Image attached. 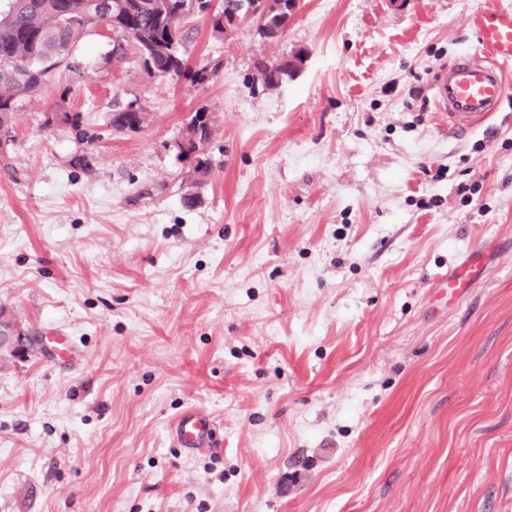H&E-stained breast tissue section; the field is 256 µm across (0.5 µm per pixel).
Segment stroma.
<instances>
[{"instance_id": "stroma-1", "label": "stroma", "mask_w": 512, "mask_h": 512, "mask_svg": "<svg viewBox=\"0 0 512 512\" xmlns=\"http://www.w3.org/2000/svg\"><path fill=\"white\" fill-rule=\"evenodd\" d=\"M491 6L512 0H298L275 44L197 18L203 85L113 63L103 24L18 100L0 512H512V97L459 138L432 89ZM282 55L291 78L252 82ZM132 100L149 127L112 132ZM59 103L79 127L48 124ZM201 105L196 182L165 145ZM190 411L214 446H179Z\"/></svg>"}]
</instances>
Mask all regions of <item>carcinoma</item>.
<instances>
[{
  "mask_svg": "<svg viewBox=\"0 0 512 512\" xmlns=\"http://www.w3.org/2000/svg\"><path fill=\"white\" fill-rule=\"evenodd\" d=\"M0 10V125L14 119L18 99L41 94L57 78L59 70L71 67L70 50L85 32L105 23L112 30V60L120 62L135 54L149 72L176 82L204 84L208 67L192 69L188 56L190 17H210L212 33L225 35L236 29L235 18L252 7V0H221L208 14L213 0H5ZM279 0H269L260 38L278 41L288 30L291 11ZM143 107L125 105L109 113L108 125L136 133ZM179 133L188 139V152L179 159H192L201 177L212 171L206 147L215 129L209 108L201 106L182 121Z\"/></svg>",
  "mask_w": 512,
  "mask_h": 512,
  "instance_id": "obj_1",
  "label": "carcinoma"
}]
</instances>
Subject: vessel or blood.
Wrapping results in <instances>:
<instances>
[{"mask_svg": "<svg viewBox=\"0 0 512 512\" xmlns=\"http://www.w3.org/2000/svg\"><path fill=\"white\" fill-rule=\"evenodd\" d=\"M468 25L477 35V53L460 57L433 78L435 100L460 132L486 119L512 94V85L500 70L502 63L512 62V10L484 8L469 17ZM210 433V421L195 413L185 415L176 426L178 442L184 448L203 446Z\"/></svg>", "mask_w": 512, "mask_h": 512, "instance_id": "b4317fda", "label": "vessel or blood"}]
</instances>
